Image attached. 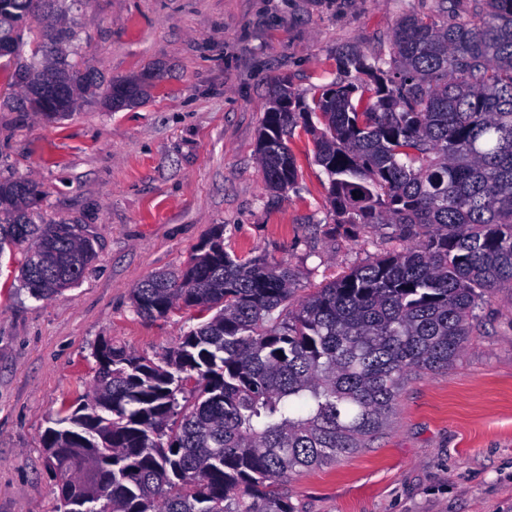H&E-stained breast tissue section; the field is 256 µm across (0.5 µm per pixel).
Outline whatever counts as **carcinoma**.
I'll return each instance as SVG.
<instances>
[{"label":"carcinoma","instance_id":"obj_1","mask_svg":"<svg viewBox=\"0 0 512 512\" xmlns=\"http://www.w3.org/2000/svg\"><path fill=\"white\" fill-rule=\"evenodd\" d=\"M55 0H0V40ZM397 21L389 56L339 53L355 81L319 88L307 105L277 86L258 135L274 192L297 180L288 138L312 133L339 225L385 227L415 245L353 268L290 305L292 274L240 260L218 225L178 274L136 285L137 315L184 305L214 312L156 362L102 340L91 397L57 415L44 448L56 467L84 471L58 487L63 512L101 495L112 512H295L288 477L369 446L408 376L452 366L494 294H512V0H468L467 19ZM42 26L22 70L101 85L66 48L79 34ZM29 180H0V256L28 245L19 279L32 295L71 287L95 257L71 224H36Z\"/></svg>","mask_w":512,"mask_h":512}]
</instances>
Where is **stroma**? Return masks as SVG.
Listing matches in <instances>:
<instances>
[{
	"label": "stroma",
	"instance_id": "stroma-1",
	"mask_svg": "<svg viewBox=\"0 0 512 512\" xmlns=\"http://www.w3.org/2000/svg\"><path fill=\"white\" fill-rule=\"evenodd\" d=\"M437 0H60L74 59L101 80L156 73L145 103L113 110L84 95L48 118L16 112L0 72V180L41 193L39 224H75L96 258L71 288L32 296L22 247L0 256V512H58L44 448L51 417L85 402L102 339L161 358L208 312L149 320L132 306L148 276L183 268L216 225L226 250L291 269L294 298L402 250L376 227L334 224L313 135L296 127L294 188L263 181L257 135L275 86L304 99L344 80L337 54L388 52L397 20ZM298 512H512V294L490 298L449 369L411 374L370 447L291 475Z\"/></svg>",
	"mask_w": 512,
	"mask_h": 512
}]
</instances>
